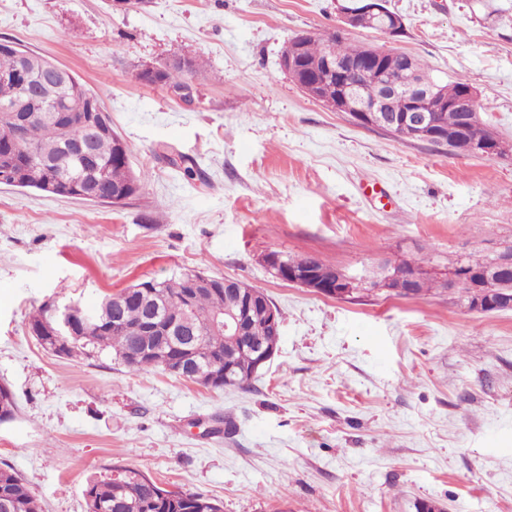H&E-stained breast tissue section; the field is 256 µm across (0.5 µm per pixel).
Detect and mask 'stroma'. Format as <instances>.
<instances>
[{
	"instance_id": "35a3bbf8",
	"label": "stroma",
	"mask_w": 512,
	"mask_h": 512,
	"mask_svg": "<svg viewBox=\"0 0 512 512\" xmlns=\"http://www.w3.org/2000/svg\"><path fill=\"white\" fill-rule=\"evenodd\" d=\"M387 6L403 35L346 39L469 77L481 120L512 146V0ZM340 25L337 0H0V40L76 74L146 176L122 205L0 185V386L18 405L0 422V468L44 512H86L88 477L115 466L223 512H512V311L474 312L442 288L330 298L261 262L440 273L512 240V154L358 127L283 73L291 38ZM175 51L204 62L187 101L138 78ZM176 270L238 279L278 309V351L249 389L132 374L107 352L60 357L29 329L41 305Z\"/></svg>"
}]
</instances>
